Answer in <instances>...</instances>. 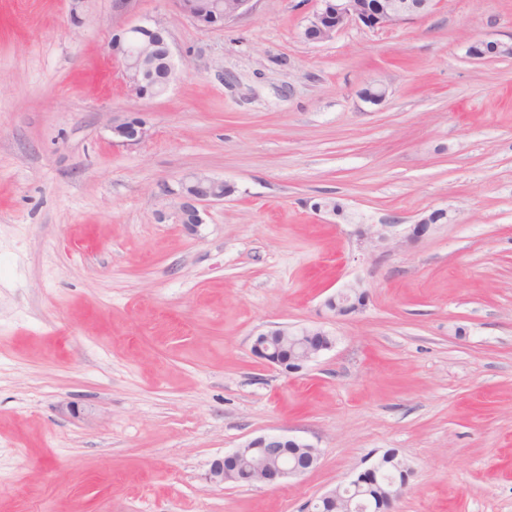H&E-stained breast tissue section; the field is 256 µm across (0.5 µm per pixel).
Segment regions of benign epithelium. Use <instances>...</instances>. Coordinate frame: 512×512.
I'll list each match as a JSON object with an SVG mask.
<instances>
[{
    "mask_svg": "<svg viewBox=\"0 0 512 512\" xmlns=\"http://www.w3.org/2000/svg\"><path fill=\"white\" fill-rule=\"evenodd\" d=\"M172 8L200 28L220 29L250 9L252 0H169ZM320 6L306 19L304 33L307 39L327 42L350 23L370 30L399 26L425 17L435 6L434 0H319ZM161 23L156 19L126 24L108 43L110 54L122 61L128 86L142 97L154 95V72L158 61L171 59L172 49L160 36ZM362 98L376 104L386 98V87L372 82L361 91ZM113 135L127 145H135L150 135L146 122L139 118L112 122ZM178 218L191 231L204 223V205L224 200V181L206 172L186 175L180 182ZM434 225L429 215L415 224H367L357 229L359 236L378 249L392 244L416 242L428 235ZM367 294L359 283H350L329 296L323 303L332 317L339 319L361 312ZM275 338H288L298 344L293 365L299 371L332 347L328 332L308 325L278 326L258 333L252 344L254 355L271 366L283 367ZM296 451L305 455L308 468L319 460V451L312 444L284 434H267L250 440L245 445L224 455L226 459L247 457L245 469L229 470L222 464H212L209 480L215 484L286 483L304 475L306 469L289 465L282 456ZM390 471L401 474V479L386 477ZM408 475L406 463L399 454L385 452L376 462L340 485L316 497L308 504V512H336L338 502L347 505L345 512H355L356 504L348 497L351 491L372 496L375 512H392L395 502L405 493Z\"/></svg>",
    "mask_w": 512,
    "mask_h": 512,
    "instance_id": "1",
    "label": "benign epithelium"
}]
</instances>
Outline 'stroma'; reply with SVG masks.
I'll use <instances>...</instances> for the list:
<instances>
[{
  "label": "stroma",
  "instance_id": "obj_1",
  "mask_svg": "<svg viewBox=\"0 0 512 512\" xmlns=\"http://www.w3.org/2000/svg\"><path fill=\"white\" fill-rule=\"evenodd\" d=\"M316 6L254 0L212 31L168 0H0V512H304L389 449L396 512H512V55L469 53L512 42V0L324 43ZM149 17L180 67L140 98L107 44ZM127 117L147 140L113 139ZM195 171L233 192L191 233ZM436 210L385 253L355 234ZM354 281L365 308L328 319ZM287 324L334 345L269 366L253 339ZM275 432L317 466L208 481Z\"/></svg>",
  "mask_w": 512,
  "mask_h": 512
}]
</instances>
